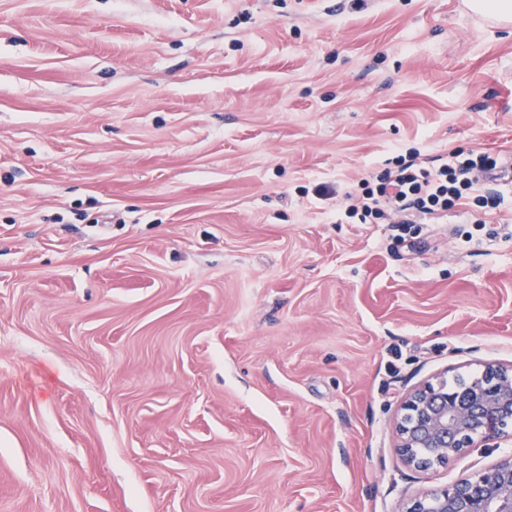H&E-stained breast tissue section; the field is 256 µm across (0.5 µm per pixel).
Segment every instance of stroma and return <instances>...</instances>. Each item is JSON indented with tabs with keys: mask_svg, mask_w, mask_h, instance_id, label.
<instances>
[{
	"mask_svg": "<svg viewBox=\"0 0 512 512\" xmlns=\"http://www.w3.org/2000/svg\"><path fill=\"white\" fill-rule=\"evenodd\" d=\"M463 0H0V512H402L512 452L396 451L512 365V186L348 224L397 155L512 157Z\"/></svg>",
	"mask_w": 512,
	"mask_h": 512,
	"instance_id": "35a3bbf8",
	"label": "stroma"
}]
</instances>
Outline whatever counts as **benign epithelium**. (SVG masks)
I'll return each mask as SVG.
<instances>
[{"mask_svg":"<svg viewBox=\"0 0 512 512\" xmlns=\"http://www.w3.org/2000/svg\"><path fill=\"white\" fill-rule=\"evenodd\" d=\"M486 377L454 391L448 380L412 389L396 425L405 463L428 470L476 443L512 438V367L490 364ZM405 512H512V456L416 498Z\"/></svg>","mask_w":512,"mask_h":512,"instance_id":"1","label":"benign epithelium"}]
</instances>
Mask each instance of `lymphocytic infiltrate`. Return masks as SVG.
Returning <instances> with one entry per match:
<instances>
[{
  "mask_svg": "<svg viewBox=\"0 0 512 512\" xmlns=\"http://www.w3.org/2000/svg\"><path fill=\"white\" fill-rule=\"evenodd\" d=\"M502 156L489 151L454 154L449 162L428 169L416 159L398 160L393 168L362 180L361 191L347 194L345 215L367 224H420L465 200L488 211L500 209L499 194L485 191L483 179L503 168Z\"/></svg>",
  "mask_w": 512,
  "mask_h": 512,
  "instance_id": "f902f5d3",
  "label": "lymphocytic infiltrate"
}]
</instances>
